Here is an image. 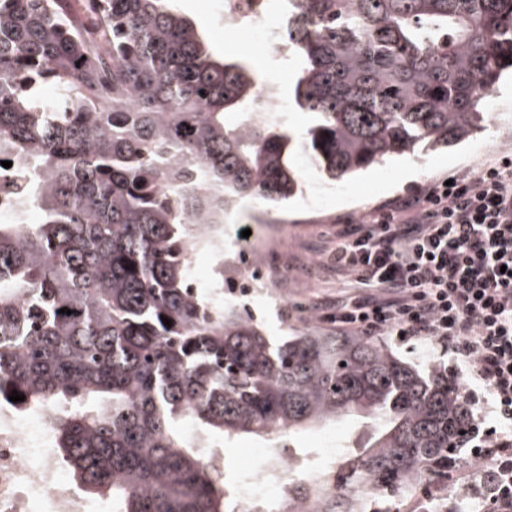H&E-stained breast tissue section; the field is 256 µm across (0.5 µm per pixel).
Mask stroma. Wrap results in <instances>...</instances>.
<instances>
[{
  "mask_svg": "<svg viewBox=\"0 0 512 512\" xmlns=\"http://www.w3.org/2000/svg\"><path fill=\"white\" fill-rule=\"evenodd\" d=\"M481 110L487 141L472 157L438 171L417 174L372 198L328 208L319 223H303L301 214L292 213L287 223L279 224L274 214L264 213L260 201L246 200L240 204L224 231L225 247L232 252L247 247L250 256L267 270L281 269L288 275L287 297L267 293L249 299L251 315L266 336L279 340L309 328L329 331V324L320 322L312 309L316 304L335 301L348 293L349 278L338 275L327 261L336 245L337 231L352 227L362 217L390 208L398 199L416 194L432 181L470 173L484 163L512 155V82L484 98ZM386 342L410 361L433 362L443 369L456 370L462 392L474 404L477 426L483 429L492 424L494 414L490 403L483 399L482 388L469 371L457 370L451 353L431 342L406 344L392 336L387 337ZM181 429L194 444L218 447L236 478L245 476L251 468V449L266 445L265 440L254 435L220 442L193 424H182ZM358 434L357 423L345 418L321 428L301 431L293 437L291 445L301 453L312 454L329 446L347 447ZM487 471V466L472 456L470 448H463L459 465L447 477L429 479L414 499H400L395 506L398 512H414L418 502L434 501L444 486L458 484L475 489V502L485 503L488 497L479 493L478 488L488 482Z\"/></svg>",
  "mask_w": 512,
  "mask_h": 512,
  "instance_id": "35a3bbf8",
  "label": "stroma"
}]
</instances>
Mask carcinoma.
<instances>
[{
    "label": "carcinoma",
    "instance_id": "carcinoma-1",
    "mask_svg": "<svg viewBox=\"0 0 512 512\" xmlns=\"http://www.w3.org/2000/svg\"><path fill=\"white\" fill-rule=\"evenodd\" d=\"M71 2L0 0V177L25 181L0 218V409L42 415L77 486L115 512H257L181 419L228 440L356 418L336 492L315 470L282 512H394L448 474L475 412L445 370L366 336L270 341L188 292L191 242L224 234L244 197L288 202L300 145L336 181L476 135L512 75V0H290L294 103L315 118L301 139L253 119L257 75L170 0H80L89 25Z\"/></svg>",
    "mask_w": 512,
    "mask_h": 512
}]
</instances>
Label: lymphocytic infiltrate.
<instances>
[{
	"label": "lymphocytic infiltrate",
	"mask_w": 512,
	"mask_h": 512,
	"mask_svg": "<svg viewBox=\"0 0 512 512\" xmlns=\"http://www.w3.org/2000/svg\"><path fill=\"white\" fill-rule=\"evenodd\" d=\"M353 277L319 320L364 336L426 338L472 370L495 412L472 448L494 456L490 512H512V160L438 181L336 236Z\"/></svg>",
	"instance_id": "lymphocytic-infiltrate-1"
}]
</instances>
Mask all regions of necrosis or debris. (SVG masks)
I'll return each mask as SVG.
<instances>
[{"mask_svg":"<svg viewBox=\"0 0 512 512\" xmlns=\"http://www.w3.org/2000/svg\"><path fill=\"white\" fill-rule=\"evenodd\" d=\"M254 476L239 482V496L272 504L284 499L299 462L285 461L258 448ZM0 512H90L86 498L68 482L47 429L38 415L0 412Z\"/></svg>","mask_w":512,"mask_h":512,"instance_id":"necrosis-or-debris-1","label":"necrosis or debris"}]
</instances>
